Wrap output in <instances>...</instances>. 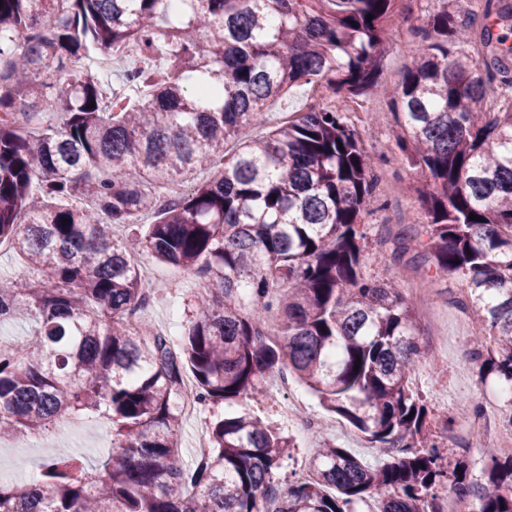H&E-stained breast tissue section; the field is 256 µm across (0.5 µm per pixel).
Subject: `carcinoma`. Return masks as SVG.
Wrapping results in <instances>:
<instances>
[{
	"mask_svg": "<svg viewBox=\"0 0 512 512\" xmlns=\"http://www.w3.org/2000/svg\"><path fill=\"white\" fill-rule=\"evenodd\" d=\"M0 2V245L40 274L0 279V325L30 321L35 336L0 343V437L79 416L107 420L113 443L97 467L52 456L25 479L0 478V512H263L273 487V512H359L371 498L379 512H445L448 486L478 512H512V456L488 450L486 479H470L466 452L445 447L452 424L412 387L427 357L417 306L400 281L367 272L379 210L368 130L312 106L247 135L298 86L388 98L425 222L378 231L370 257L461 280L459 304L488 331L473 366L509 391L512 97L494 94L512 87V43L492 28L512 26V5L485 0L475 34L476 14L443 0L390 88L386 40L402 0ZM103 51L137 56L109 106ZM74 58L88 69L71 71ZM50 68L54 82L42 79ZM159 182L192 189L161 207ZM144 253L202 283L178 343L130 322L146 299ZM187 371L215 408L257 402L292 375L384 457L326 442L284 488L292 438L217 412L210 455L189 467L176 430Z\"/></svg>",
	"mask_w": 512,
	"mask_h": 512,
	"instance_id": "carcinoma-1",
	"label": "carcinoma"
}]
</instances>
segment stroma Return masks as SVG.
I'll return each instance as SVG.
<instances>
[{"label":"stroma","instance_id":"obj_1","mask_svg":"<svg viewBox=\"0 0 512 512\" xmlns=\"http://www.w3.org/2000/svg\"><path fill=\"white\" fill-rule=\"evenodd\" d=\"M428 17L424 0H402V16L388 33V66L384 80L398 84L410 61L409 45L416 30ZM362 115H373L370 134L366 140V151L370 163L375 167L381 181L397 184V195H381L382 208L372 216L375 224L386 225L391 231L404 228L420 230L424 222V206L414 190L413 171L404 162L401 153L394 149L390 134L394 125L391 105L380 98L368 99ZM140 266L148 267L159 281L154 289L149 306L142 317L153 328L168 329L171 339H179L186 326L185 301L199 290L195 281L183 279L173 267L161 264L149 256L141 257ZM429 286L437 294L439 303L432 308H422L418 316L423 328L421 342L424 348L435 353V360H422L416 370V389L436 416L458 419L464 404L473 400H491L501 407L512 404V398L501 392L495 379L480 381L476 369L469 361L468 353L474 336L484 335L471 311L461 309L455 303L462 295L460 282L453 279L433 278ZM284 393L268 389L259 402L241 406L232 403L226 413L249 409L254 415L282 428L290 435L295 447L289 458L284 459L278 472L280 481H288L296 473L305 471L308 460L316 447L323 442L334 441L373 463L382 456L381 449L370 447L349 424L340 429L329 430L305 437L293 423L284 405ZM213 420L211 409L202 407L196 413L182 414L177 429L180 451L188 464H196L199 455L195 444L199 438L208 437ZM112 446V432L105 421L89 422L80 418L70 420L64 434L50 432L44 446L28 443L26 446L0 447V475L23 477L33 472L50 456L53 449H66L80 453L88 462L95 463L106 458Z\"/></svg>","mask_w":512,"mask_h":512}]
</instances>
